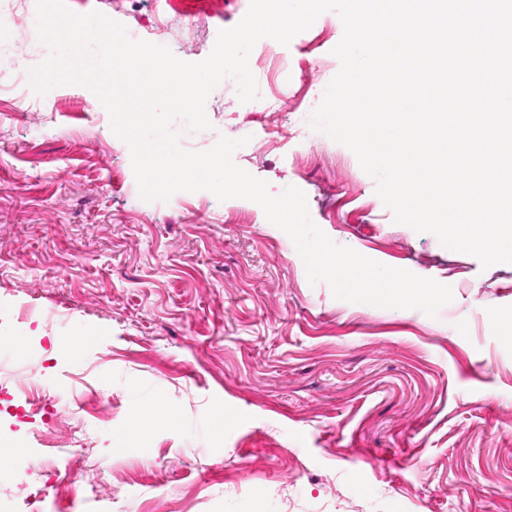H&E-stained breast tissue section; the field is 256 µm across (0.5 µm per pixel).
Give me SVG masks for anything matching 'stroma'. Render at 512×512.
Instances as JSON below:
<instances>
[{"mask_svg":"<svg viewBox=\"0 0 512 512\" xmlns=\"http://www.w3.org/2000/svg\"><path fill=\"white\" fill-rule=\"evenodd\" d=\"M128 31L171 16L164 0H66ZM250 0H191L180 19L204 60ZM344 33L323 12L289 45L287 83L267 63L261 98L218 85L210 129L183 131L196 151L219 137L269 135L264 99L283 94L280 124L308 122L340 69ZM81 85L46 94L0 83V392L22 402L37 369L52 417L0 411V440L25 448L0 474V512H20L28 477L44 483L41 512H512V264L479 260L436 235L395 223L356 155L326 133L236 165L271 194L294 186L336 244L452 289L437 317L336 299L310 283L290 237L257 203L180 191L140 198L131 154L106 109ZM85 337L80 354L58 343ZM112 412L97 411V393ZM154 424L113 442L142 407ZM223 441L209 434L216 410ZM88 445L83 478L59 494L67 442ZM111 479V497L90 481ZM136 419L138 422L136 423L134 428L137 430H142L149 424H153L156 422H161L168 425H175L178 422V418L176 415L163 409L159 405H150L148 407L143 408Z\"/></svg>","mask_w":512,"mask_h":512,"instance_id":"35a3bbf8","label":"stroma"}]
</instances>
